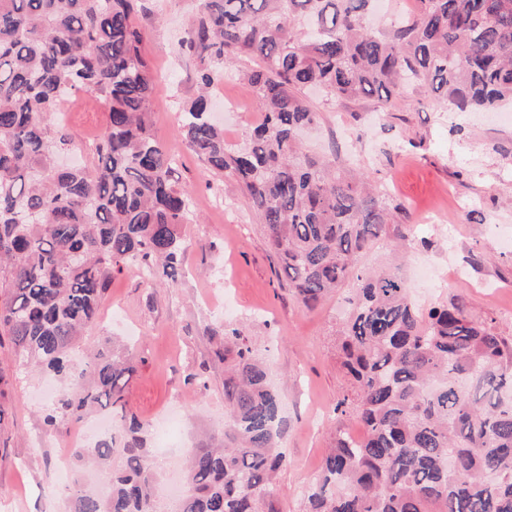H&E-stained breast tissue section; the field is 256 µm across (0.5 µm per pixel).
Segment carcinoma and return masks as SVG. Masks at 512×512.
I'll use <instances>...</instances> for the list:
<instances>
[{
  "instance_id": "cac0c4a2",
  "label": "carcinoma",
  "mask_w": 512,
  "mask_h": 512,
  "mask_svg": "<svg viewBox=\"0 0 512 512\" xmlns=\"http://www.w3.org/2000/svg\"><path fill=\"white\" fill-rule=\"evenodd\" d=\"M373 0H199L182 45L200 66V93L182 112L186 147L234 177L264 225L278 268L314 307L352 282L339 331L348 381L334 411L366 429L336 434L308 486L306 512H512V336L472 317L459 299L417 303L395 270L360 264L405 208L307 154L299 132L318 118L306 91L338 100L378 95L401 80L460 112L512 101V0H417L413 16L378 31ZM140 0H0V348L15 367L61 384L44 416L55 433L106 412L121 432L73 451L66 512H157L149 423L129 412L136 371L112 343L82 365L70 353L94 323L112 277L143 267L177 282L180 227L191 196L151 130L156 84L135 19ZM263 121L232 148L208 117V93L238 56ZM79 92L108 113L97 164L63 166L71 139L56 116ZM222 338L226 422L185 453L180 512H277L283 420L268 369L244 331ZM107 476L102 497L88 463Z\"/></svg>"
}]
</instances>
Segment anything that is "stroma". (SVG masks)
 Returning <instances> with one entry per match:
<instances>
[{
	"instance_id": "obj_1",
	"label": "stroma",
	"mask_w": 512,
	"mask_h": 512,
	"mask_svg": "<svg viewBox=\"0 0 512 512\" xmlns=\"http://www.w3.org/2000/svg\"><path fill=\"white\" fill-rule=\"evenodd\" d=\"M196 8L195 0H145L136 18L157 74L152 132L171 149L179 179L193 195L195 219L182 227L183 274L167 288L134 268L113 276L101 305L106 316L86 331L75 357L83 359L85 349L112 336L134 345L138 362L126 389L128 409L152 422L168 414L176 418L169 449H160L158 434L147 437L148 448L158 452L157 479L169 488L182 483L184 449L224 425V364L209 330L221 322L242 328L266 360L282 403L280 444L291 465L276 477V508L304 512L305 490L337 433L357 425L354 417L333 411L347 385L337 345L350 291L331 294L311 309L302 306L278 277L264 227L238 182L213 175L185 148L181 108L197 94L199 62L180 41ZM252 65L239 57L213 91L215 117L231 145L246 141L261 121L251 87L239 78ZM310 97L318 121L304 135L309 153L339 157L364 172L409 215L408 239L387 234L362 265H397L417 298L419 260L432 262L443 275L459 268L466 280L437 292L436 300L462 297L473 316L512 336V313L503 310L512 301V106H504L498 118L453 112L440 97L411 84L386 109L319 91ZM66 107L72 159L90 164V149L107 120L105 107L83 93ZM423 211L444 214L457 227L455 238L421 223ZM487 281L494 285L490 297L483 288ZM43 386L40 375H14L0 399L7 412L0 428V512H64V438L44 429Z\"/></svg>"
}]
</instances>
